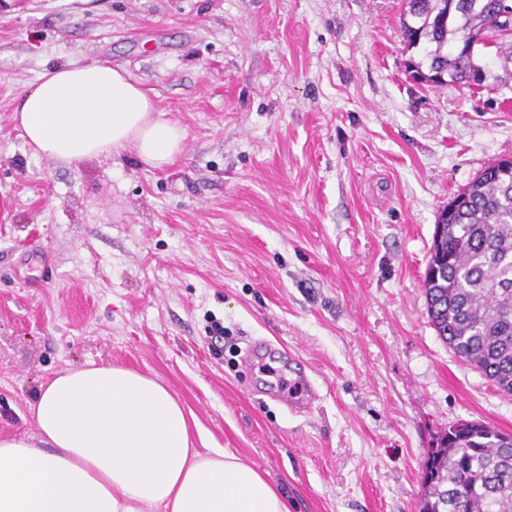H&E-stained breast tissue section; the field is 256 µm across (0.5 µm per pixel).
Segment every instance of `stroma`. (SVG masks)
Wrapping results in <instances>:
<instances>
[{
	"label": "stroma",
	"mask_w": 512,
	"mask_h": 512,
	"mask_svg": "<svg viewBox=\"0 0 512 512\" xmlns=\"http://www.w3.org/2000/svg\"><path fill=\"white\" fill-rule=\"evenodd\" d=\"M403 0H0V437L89 363L157 377L196 448L267 473L289 512H416L449 424L512 434V396L429 322L435 224L512 157V87L407 71ZM106 62L185 130L161 169L67 166L10 119L46 69ZM224 342L211 340L212 321ZM303 360L294 413L251 373Z\"/></svg>",
	"instance_id": "obj_1"
}]
</instances>
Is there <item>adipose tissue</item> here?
Wrapping results in <instances>:
<instances>
[{"instance_id": "1", "label": "adipose tissue", "mask_w": 512, "mask_h": 512, "mask_svg": "<svg viewBox=\"0 0 512 512\" xmlns=\"http://www.w3.org/2000/svg\"><path fill=\"white\" fill-rule=\"evenodd\" d=\"M12 120L35 155L68 165L130 150L160 168L185 139L104 62L44 71ZM30 410L38 441L0 438V512H288L255 465L194 448L192 413L156 378L90 363L42 384Z\"/></svg>"}]
</instances>
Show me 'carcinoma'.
Instances as JSON below:
<instances>
[{
	"label": "carcinoma",
	"mask_w": 512,
	"mask_h": 512,
	"mask_svg": "<svg viewBox=\"0 0 512 512\" xmlns=\"http://www.w3.org/2000/svg\"><path fill=\"white\" fill-rule=\"evenodd\" d=\"M501 0H405L407 47L424 46L415 72L435 85L481 88L478 47L512 64V33L497 18ZM434 232L436 269L425 274L427 311L437 336L499 392L512 395V175L486 166ZM480 423L450 428L426 458L418 512H512V440Z\"/></svg>",
	"instance_id": "1"
}]
</instances>
